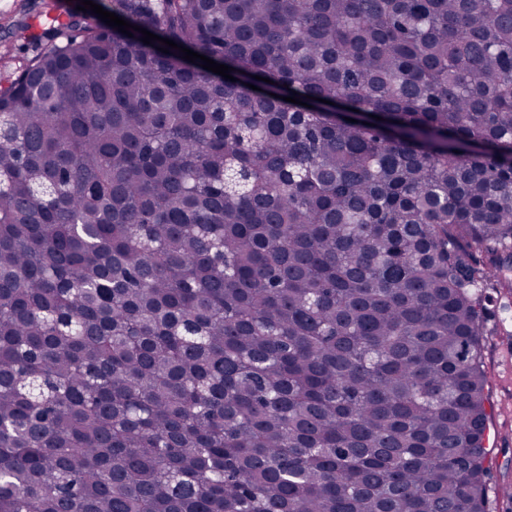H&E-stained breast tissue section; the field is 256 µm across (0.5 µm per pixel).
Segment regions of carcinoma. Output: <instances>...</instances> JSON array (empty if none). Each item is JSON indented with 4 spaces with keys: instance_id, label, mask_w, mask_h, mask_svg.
Returning <instances> with one entry per match:
<instances>
[{
    "instance_id": "1",
    "label": "carcinoma",
    "mask_w": 512,
    "mask_h": 512,
    "mask_svg": "<svg viewBox=\"0 0 512 512\" xmlns=\"http://www.w3.org/2000/svg\"><path fill=\"white\" fill-rule=\"evenodd\" d=\"M99 5L237 81L0 26V512H488L512 0ZM2 42H0V80L2 84L5 80L15 75L26 63L27 55L19 51H6Z\"/></svg>"
}]
</instances>
